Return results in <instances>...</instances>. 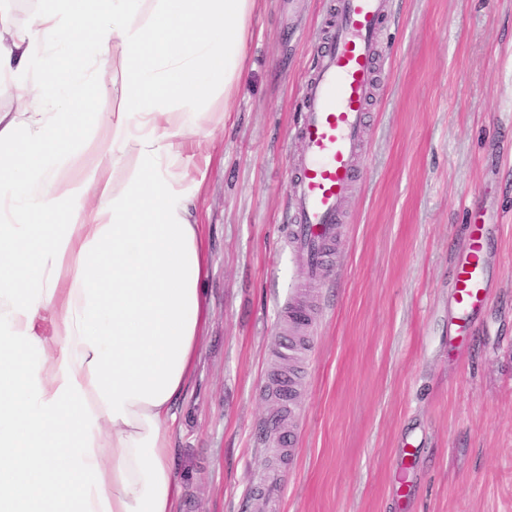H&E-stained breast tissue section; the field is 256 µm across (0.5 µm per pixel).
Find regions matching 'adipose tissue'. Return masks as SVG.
Wrapping results in <instances>:
<instances>
[{"mask_svg":"<svg viewBox=\"0 0 512 512\" xmlns=\"http://www.w3.org/2000/svg\"><path fill=\"white\" fill-rule=\"evenodd\" d=\"M258 2L41 0L0 22L30 115L0 126V512H176L208 319L182 154L223 121L214 96L232 104ZM113 59L120 99L97 112Z\"/></svg>","mask_w":512,"mask_h":512,"instance_id":"1","label":"adipose tissue"}]
</instances>
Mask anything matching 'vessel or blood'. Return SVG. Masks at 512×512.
Listing matches in <instances>:
<instances>
[{
    "instance_id": "obj_1",
    "label": "vessel or blood",
    "mask_w": 512,
    "mask_h": 512,
    "mask_svg": "<svg viewBox=\"0 0 512 512\" xmlns=\"http://www.w3.org/2000/svg\"><path fill=\"white\" fill-rule=\"evenodd\" d=\"M389 15V0H336L332 38L299 95L304 113L295 132L302 153L290 175L295 222L286 245L306 256L317 279L336 239L342 203L357 176L367 107L377 71L375 41ZM487 228L481 214L468 225L466 248L456 266L451 308L458 331L471 327L487 298Z\"/></svg>"
}]
</instances>
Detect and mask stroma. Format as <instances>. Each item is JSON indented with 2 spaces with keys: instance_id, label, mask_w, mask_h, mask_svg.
Returning a JSON list of instances; mask_svg holds the SVG:
<instances>
[{
  "instance_id": "obj_1",
  "label": "stroma",
  "mask_w": 512,
  "mask_h": 512,
  "mask_svg": "<svg viewBox=\"0 0 512 512\" xmlns=\"http://www.w3.org/2000/svg\"><path fill=\"white\" fill-rule=\"evenodd\" d=\"M334 5L260 0L233 110L214 98L224 122L183 155L211 318L175 410L177 512H512V0H391L357 179L310 283L284 243L288 166ZM475 207L494 288L452 336Z\"/></svg>"
}]
</instances>
